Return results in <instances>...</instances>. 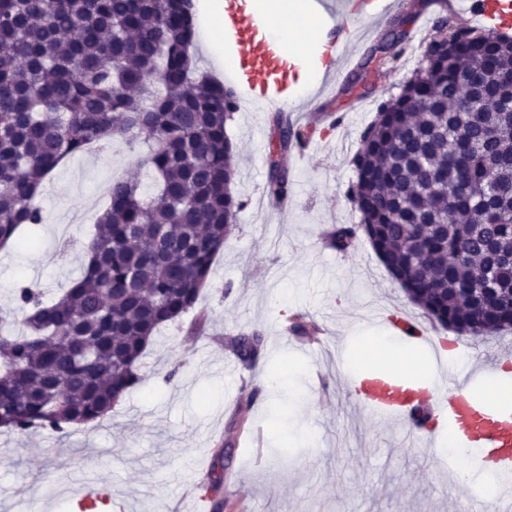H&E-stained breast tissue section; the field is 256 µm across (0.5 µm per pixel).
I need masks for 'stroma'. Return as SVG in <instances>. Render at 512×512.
Returning <instances> with one entry per match:
<instances>
[{
	"mask_svg": "<svg viewBox=\"0 0 512 512\" xmlns=\"http://www.w3.org/2000/svg\"><path fill=\"white\" fill-rule=\"evenodd\" d=\"M398 9L415 12L410 35L398 60L369 71L371 94L345 96L335 84L316 101L318 131L289 167L287 210L267 197L272 114L240 105L227 132L237 146L233 191L243 207L201 292L204 330L189 333L188 315L162 329L144 359L145 381L102 423L70 427L63 437L1 431L0 512H76V494L101 480L112 485V512H456L470 488L456 478V457L442 451L446 432L406 444L399 423L366 414L353 382L371 368L367 346L386 334L371 324L373 311L420 318L434 341L462 338L423 318L365 238L345 252L324 243L327 230L360 221L346 197L357 179L360 135L378 104L412 77L440 7L399 0ZM140 159L117 139L52 173L32 241L0 249V309L13 308L20 282L50 296L80 277L94 223L67 224L64 216L84 209L101 182L135 176L150 186ZM297 313L317 324L320 347L290 332ZM240 329L263 338L258 366L235 352ZM467 341L472 366H440L434 391L486 374L512 350V333ZM262 374L270 389H261ZM242 429L260 431L259 450L236 446L224 461L221 493L193 508L181 498L184 487L213 479L216 441L235 443Z\"/></svg>",
	"mask_w": 512,
	"mask_h": 512,
	"instance_id": "stroma-1",
	"label": "stroma"
}]
</instances>
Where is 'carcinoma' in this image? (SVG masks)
<instances>
[{
    "mask_svg": "<svg viewBox=\"0 0 512 512\" xmlns=\"http://www.w3.org/2000/svg\"><path fill=\"white\" fill-rule=\"evenodd\" d=\"M397 18L367 73L407 38ZM426 55L380 104L354 158L348 197L361 224L341 226L345 250L362 231L391 277L429 320L457 333L512 330V37L450 15L436 18ZM181 0H0V248L43 223L38 198L66 159L116 137L145 149L148 192L112 181L84 272L47 298L29 283L0 311V428L62 433L101 421L145 380L159 330L195 309L242 203L233 194L235 94L191 54ZM482 65L477 111H464L460 61ZM268 195L285 199L282 154L309 141L274 117ZM255 362L262 336L233 339Z\"/></svg>",
    "mask_w": 512,
    "mask_h": 512,
    "instance_id": "obj_1",
    "label": "carcinoma"
}]
</instances>
